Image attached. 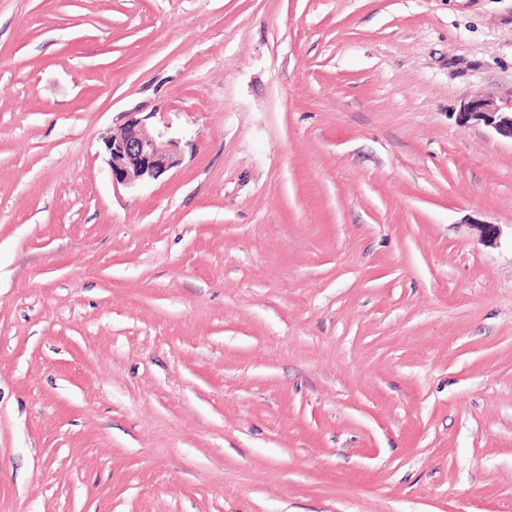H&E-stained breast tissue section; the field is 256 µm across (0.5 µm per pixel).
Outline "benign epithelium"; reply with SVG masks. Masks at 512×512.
I'll use <instances>...</instances> for the list:
<instances>
[{
  "mask_svg": "<svg viewBox=\"0 0 512 512\" xmlns=\"http://www.w3.org/2000/svg\"><path fill=\"white\" fill-rule=\"evenodd\" d=\"M459 118L464 122H474L490 127L502 137L512 139V102L499 106L478 96L468 101ZM167 134L160 131L152 135L145 128L143 120L132 118L119 135L105 140L107 164L112 183L133 187L149 180H157L181 163L178 152L179 141L169 139L170 149L163 151L157 146L156 137ZM480 242L494 245L500 236L495 224H476Z\"/></svg>",
  "mask_w": 512,
  "mask_h": 512,
  "instance_id": "obj_1",
  "label": "benign epithelium"
}]
</instances>
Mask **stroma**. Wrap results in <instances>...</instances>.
I'll use <instances>...</instances> for the list:
<instances>
[{
	"instance_id": "35a3bbf8",
	"label": "stroma",
	"mask_w": 512,
	"mask_h": 512,
	"mask_svg": "<svg viewBox=\"0 0 512 512\" xmlns=\"http://www.w3.org/2000/svg\"><path fill=\"white\" fill-rule=\"evenodd\" d=\"M478 95L512 0H0V512H512ZM144 120L130 119L120 135H112L105 140L113 184L133 187L157 180L181 163L177 139H169L171 148L167 151L157 146L156 137L167 134L168 128L152 135L145 128Z\"/></svg>"
}]
</instances>
